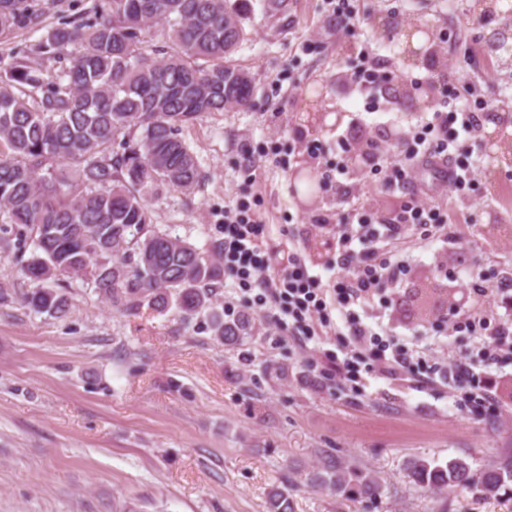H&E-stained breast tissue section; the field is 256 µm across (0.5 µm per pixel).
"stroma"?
<instances>
[{"mask_svg": "<svg viewBox=\"0 0 512 512\" xmlns=\"http://www.w3.org/2000/svg\"><path fill=\"white\" fill-rule=\"evenodd\" d=\"M348 2L353 18L341 32L336 0H287L275 16L257 9L245 20L233 58L253 78L252 104L183 130L205 179L194 193L151 201L157 229L206 248L223 236L225 205L242 197L269 244L300 249L334 282L335 243L311 222L336 211V192L297 193L296 173L333 167L329 145L343 130L362 146L417 131L433 101L411 89L389 113L365 111L353 46L379 55L394 85L433 79L480 114L512 98V52L491 49L495 33H512V0L483 21L469 14L468 0ZM422 24L438 66L409 60L399 47L406 28ZM319 112L341 119L311 129ZM313 141L326 152L310 154ZM247 149L251 184L241 172ZM460 152L482 163L469 187L439 199L454 214L455 242L411 230L385 247L405 265L402 304L379 300L375 308L397 333L419 323L429 348L426 366L400 380L365 366L345 379L332 362L344 337L326 329L319 349L301 350L251 291L220 300L225 314L248 313L258 326L241 344L214 341L197 319L117 310L90 287L67 289L66 317L38 315L20 301L30 286L20 263L0 257V512H267L269 490L282 483L293 512H512L511 496L422 488L407 475L418 457L461 458L478 473L512 449V355L493 365L497 397L479 407L440 372L470 355L472 338L457 324L473 302L472 280L491 296V321H512V304L497 294L512 284V234L501 230L512 225V160L487 148L480 131ZM352 177L353 202L381 219L397 214L401 193L367 170ZM433 294L452 295L456 315H434ZM326 460L376 473L380 495L345 501L313 487L309 475Z\"/></svg>", "mask_w": 512, "mask_h": 512, "instance_id": "stroma-1", "label": "stroma"}]
</instances>
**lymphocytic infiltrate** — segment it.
I'll return each mask as SVG.
<instances>
[{"label": "lymphocytic infiltrate", "instance_id": "f902f5d3", "mask_svg": "<svg viewBox=\"0 0 512 512\" xmlns=\"http://www.w3.org/2000/svg\"><path fill=\"white\" fill-rule=\"evenodd\" d=\"M477 125L470 106L456 97L440 94L419 132L396 143L392 159L377 166L385 187L400 191L405 202L391 223L378 222L364 207L347 210L334 218H322L317 228L336 241V267L343 270L333 287L311 270L297 250H272L264 243L263 227L249 202L236 200L224 208V276L230 286L258 289L275 328L287 332L300 347L316 336V325H329L331 311H338L347 331L340 368L354 371L364 357L377 368L399 373L413 365V349H398L387 328L363 323L360 312L369 311L374 295L388 291L395 282L397 263L387 258L383 246L408 230H423L451 241L448 215L434 203L435 192L462 190L472 181L474 166L462 160L460 143L472 140ZM424 157H443L454 164L450 178L424 191L415 184L418 162ZM475 357L455 363L456 381L471 385V400L490 401L496 396L487 370L499 354L512 353V323H498L474 343Z\"/></svg>", "mask_w": 512, "mask_h": 512}]
</instances>
